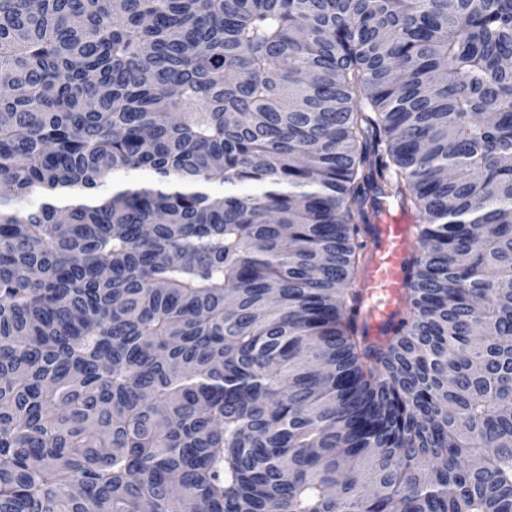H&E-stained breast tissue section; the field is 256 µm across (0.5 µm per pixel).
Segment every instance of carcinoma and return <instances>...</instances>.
<instances>
[{"label":"carcinoma","instance_id":"carcinoma-1","mask_svg":"<svg viewBox=\"0 0 512 512\" xmlns=\"http://www.w3.org/2000/svg\"><path fill=\"white\" fill-rule=\"evenodd\" d=\"M509 60L512 0H0V512H512ZM407 223V219L391 217L387 210L380 224L371 227L372 249L362 288L363 302L371 316L368 334L375 339L385 334L408 288L406 265L414 233L412 224Z\"/></svg>","mask_w":512,"mask_h":512}]
</instances>
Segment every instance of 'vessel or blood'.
Segmentation results:
<instances>
[{
  "mask_svg": "<svg viewBox=\"0 0 512 512\" xmlns=\"http://www.w3.org/2000/svg\"><path fill=\"white\" fill-rule=\"evenodd\" d=\"M413 237L412 225L388 215L372 227V249L363 280V302L370 315L368 334L372 338L385 334L400 308L408 287L406 265Z\"/></svg>",
  "mask_w": 512,
  "mask_h": 512,
  "instance_id": "1",
  "label": "vessel or blood"
}]
</instances>
